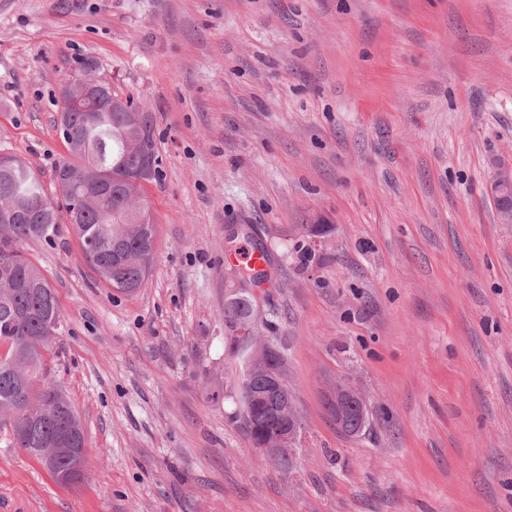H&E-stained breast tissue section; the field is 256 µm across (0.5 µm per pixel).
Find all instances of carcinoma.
<instances>
[{"label":"carcinoma","instance_id":"obj_1","mask_svg":"<svg viewBox=\"0 0 512 512\" xmlns=\"http://www.w3.org/2000/svg\"><path fill=\"white\" fill-rule=\"evenodd\" d=\"M101 84L104 97L114 100L112 107L103 106L94 116L61 113L60 123L68 125L72 136L65 140L69 157L55 167L53 186L45 187L18 157L7 156V164H0V211L20 204L10 223H0V346L8 348V360L0 361V413L9 416L11 427L23 426L13 436V447L63 486L85 480L87 461L61 452L47 466L43 450L58 431L70 429L82 437L84 428L63 391L48 380L47 356L61 327V310L44 274L20 246L29 240L52 243L59 224L67 221L85 262L100 279L115 290L134 292L147 282L157 241V224L144 196L145 183L156 174L141 181L131 177L145 162L143 150L158 154L154 127L148 121L135 123L122 111L111 83L103 79ZM66 169L86 174L88 181L74 184L62 198L59 180ZM294 251L303 266L315 256L301 233ZM251 316L250 293L230 294L224 303L225 341L241 368L246 352L238 329ZM276 347L277 352L254 360L248 373L225 385L238 395L232 420L258 449L279 431L288 404L296 402L292 389L266 383L267 366L286 370L283 347Z\"/></svg>","mask_w":512,"mask_h":512}]
</instances>
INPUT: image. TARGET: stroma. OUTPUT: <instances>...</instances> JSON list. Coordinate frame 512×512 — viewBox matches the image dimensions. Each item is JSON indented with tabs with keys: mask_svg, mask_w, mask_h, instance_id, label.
<instances>
[{
	"mask_svg": "<svg viewBox=\"0 0 512 512\" xmlns=\"http://www.w3.org/2000/svg\"><path fill=\"white\" fill-rule=\"evenodd\" d=\"M0 0V154L50 183L58 90L96 60L149 112L162 176L143 288L113 290L70 224L24 253L55 292L54 378L87 481L0 424V512H512V0ZM276 239L268 335L304 417L297 472L229 415L226 254ZM332 231L309 266L301 225ZM367 395L350 437L323 393ZM491 193L498 209L499 222L512 224V164L500 165L491 185ZM324 398H327L331 403L332 418L340 431L355 432L354 434H357L361 430L356 436H360L367 431L370 426V416L369 412H367V410H370L369 402L364 392L351 379H336V382L330 384L324 391ZM350 407H357L360 411L361 421L358 429L355 430L348 419V409ZM366 412L368 413V420L363 426Z\"/></svg>",
	"mask_w": 512,
	"mask_h": 512,
	"instance_id": "35a3bbf8",
	"label": "stroma"
}]
</instances>
